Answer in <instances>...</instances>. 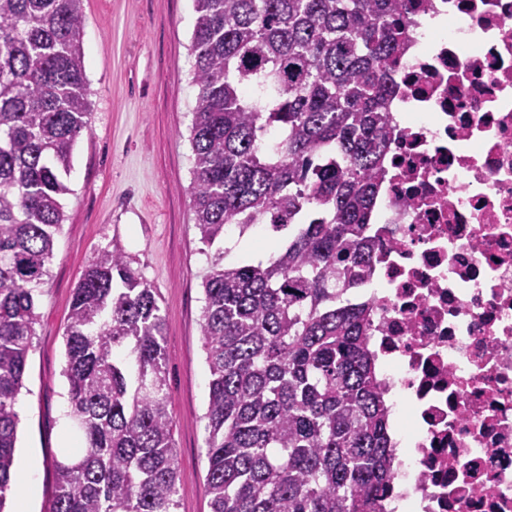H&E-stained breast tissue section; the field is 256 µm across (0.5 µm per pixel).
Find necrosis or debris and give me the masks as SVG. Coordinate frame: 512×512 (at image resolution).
<instances>
[{
    "instance_id": "obj_1",
    "label": "necrosis or debris",
    "mask_w": 512,
    "mask_h": 512,
    "mask_svg": "<svg viewBox=\"0 0 512 512\" xmlns=\"http://www.w3.org/2000/svg\"><path fill=\"white\" fill-rule=\"evenodd\" d=\"M356 301L391 397L383 512H512V0H422Z\"/></svg>"
}]
</instances>
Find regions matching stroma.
<instances>
[{
    "label": "stroma",
    "mask_w": 512,
    "mask_h": 512,
    "mask_svg": "<svg viewBox=\"0 0 512 512\" xmlns=\"http://www.w3.org/2000/svg\"><path fill=\"white\" fill-rule=\"evenodd\" d=\"M84 14L90 129L74 148L65 221L37 296V335L16 404V474L34 485L28 512H50L53 461L79 436L63 375L73 293L93 258L116 243L166 311L178 512H210L201 278L212 251L199 240L190 197L194 2L84 0Z\"/></svg>",
    "instance_id": "35a3bbf8"
}]
</instances>
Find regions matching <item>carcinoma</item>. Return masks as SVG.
Here are the masks:
<instances>
[{
  "label": "carcinoma",
  "instance_id": "obj_1",
  "mask_svg": "<svg viewBox=\"0 0 512 512\" xmlns=\"http://www.w3.org/2000/svg\"><path fill=\"white\" fill-rule=\"evenodd\" d=\"M191 196L201 242L257 224L265 261L202 277L211 512H381L388 406L368 346L367 219L385 163L392 73L414 0H194ZM83 0H0V512L15 498V404L35 291L65 220L63 174L89 130ZM166 315L115 246L74 290L65 330L79 445L50 512H177Z\"/></svg>",
  "mask_w": 512,
  "mask_h": 512
}]
</instances>
